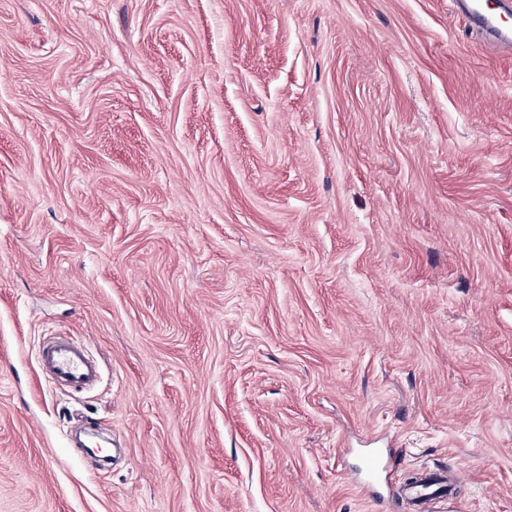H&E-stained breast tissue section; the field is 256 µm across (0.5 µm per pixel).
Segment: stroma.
<instances>
[{
	"instance_id": "stroma-1",
	"label": "stroma",
	"mask_w": 512,
	"mask_h": 512,
	"mask_svg": "<svg viewBox=\"0 0 512 512\" xmlns=\"http://www.w3.org/2000/svg\"><path fill=\"white\" fill-rule=\"evenodd\" d=\"M370 452L512 512V49L451 0H0V512H411ZM39 365L52 386L86 389L100 379V367L87 349L67 336H55L43 344Z\"/></svg>"
}]
</instances>
